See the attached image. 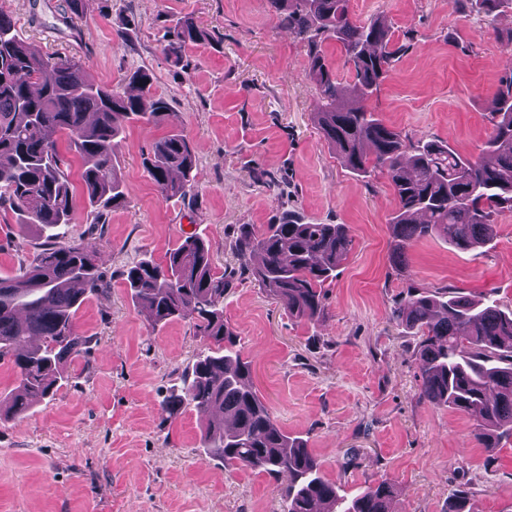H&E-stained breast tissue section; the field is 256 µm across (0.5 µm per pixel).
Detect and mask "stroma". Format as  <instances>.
Segmentation results:
<instances>
[{"mask_svg": "<svg viewBox=\"0 0 512 512\" xmlns=\"http://www.w3.org/2000/svg\"><path fill=\"white\" fill-rule=\"evenodd\" d=\"M349 9L362 23L385 18L401 48L370 107L413 137L477 153L500 79L512 72V5L492 21L456 12L452 0H349ZM0 11L20 39L81 61L102 85L122 89L134 70H150L169 101L166 116L129 124L115 148L126 206L97 224L75 194L67 238L95 244L111 286L77 313L86 353L68 364L64 385L0 422V512H279L286 477L226 470L204 454L196 412L164 418L162 401L205 342L187 321L153 325L122 272L162 260L191 233L210 241L224 272L237 264L239 226L264 229L286 209L347 225L353 244L325 285L319 322L289 317L245 276L224 294V319L277 422L307 442L343 494L384 480L393 512H448L461 487L472 512H512V438L486 452L471 440L474 416L423 400L417 338L390 319L412 283L491 293L512 308V212L499 216L481 255L432 237L394 267L389 181L355 176L324 141L304 47L278 25L270 0H83L76 18L65 0H0ZM187 15L210 40L188 49L193 65L183 71L161 43ZM172 131L196 146L186 200L162 196L143 166L151 142ZM262 171L283 180V194L257 181ZM36 240L0 210V275L15 274Z\"/></svg>", "mask_w": 512, "mask_h": 512, "instance_id": "35a3bbf8", "label": "stroma"}]
</instances>
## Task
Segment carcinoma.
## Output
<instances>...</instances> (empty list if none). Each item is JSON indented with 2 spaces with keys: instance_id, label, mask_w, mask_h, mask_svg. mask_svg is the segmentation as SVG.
Wrapping results in <instances>:
<instances>
[{
  "instance_id": "obj_1",
  "label": "carcinoma",
  "mask_w": 512,
  "mask_h": 512,
  "mask_svg": "<svg viewBox=\"0 0 512 512\" xmlns=\"http://www.w3.org/2000/svg\"><path fill=\"white\" fill-rule=\"evenodd\" d=\"M278 25L306 48L305 74L315 86V117L332 149L354 173L388 176L396 201L391 217L390 261L403 264L410 244L442 237L460 251H474L492 237L496 217L512 212V74L501 81L492 112L493 131L475 156L426 137L412 140L387 125L366 105L380 90L400 49L391 46L381 18L357 22L349 0H270ZM505 0H453L458 11L487 16ZM209 33L184 16L163 36L162 51L188 65L186 48ZM341 46L354 83L338 82L323 49ZM154 77L135 71L138 93L97 83L75 59L44 54L19 39L11 18L0 12V209L18 216L21 234L35 228L43 241L18 273L0 277V357L10 355L19 384L6 411H26L54 395L67 362L81 356L85 340L77 312L91 295L108 288L93 246L62 241L73 222L71 159L81 161L87 205L95 223L127 203L114 147L133 121L150 124L169 109L152 93ZM66 135L60 148L53 134ZM164 196L192 197L197 156L193 142L172 132L152 142L143 158ZM237 272L247 274L297 320L326 314L324 285L352 247L345 224L307 221L292 211L260 232L244 224ZM234 272L219 275L211 245L195 234L169 249L163 260H140L123 279L154 324L187 319L208 342L180 390L161 410L174 419L190 407L206 419L201 446L226 469L248 468L270 476L287 474L282 512H391L392 485L382 481L352 499L327 480L306 441L288 435L252 382L251 363L224 322V292ZM391 318L418 337L421 397L442 408L472 414V439L494 449L512 437V309L490 298L473 300L453 288L411 285L391 309Z\"/></svg>"
}]
</instances>
